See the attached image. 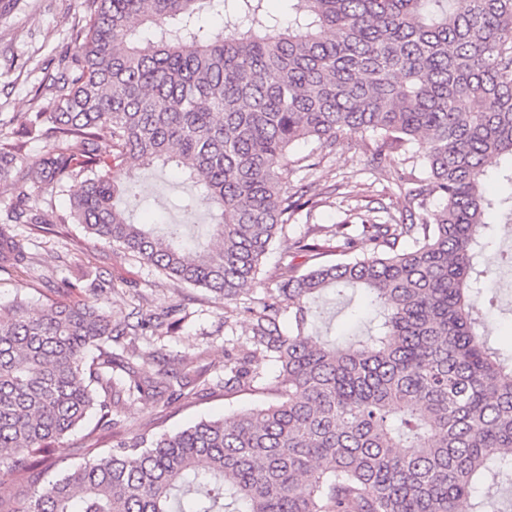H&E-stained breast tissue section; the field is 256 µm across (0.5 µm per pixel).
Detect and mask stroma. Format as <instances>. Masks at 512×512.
<instances>
[{
    "instance_id": "35a3bbf8",
    "label": "stroma",
    "mask_w": 512,
    "mask_h": 512,
    "mask_svg": "<svg viewBox=\"0 0 512 512\" xmlns=\"http://www.w3.org/2000/svg\"><path fill=\"white\" fill-rule=\"evenodd\" d=\"M86 16L84 0H0V135L10 136V117L48 106L52 93L42 87L44 77L53 72L59 52L71 41L77 25ZM312 144L293 148L288 156V178L292 184L307 186L318 205L297 215L289 224V236L304 233L311 226L357 224L368 218V202L395 207L398 189L394 177L402 170L401 154H392L386 171L367 164L363 148L347 138L319 166L307 170L299 160L309 154ZM189 184L176 172L141 170L137 173L139 204L131 206L135 222L175 224L182 218L177 205L190 194ZM16 232L27 237L32 265L16 272H0V304L21 300L32 309L42 308L51 285L75 278L79 271L101 272L116 286L105 301L115 319H123L133 309L149 311L175 306L181 322L165 336H146L135 344L120 342L116 353L132 351L164 355H184L196 359L206 369V388L197 398L162 407L139 398L127 399L114 411V429L129 437L148 429L162 434L190 423L210 418H230L241 410L273 402V395L258 390L224 392V364L237 352L248 332L246 317L234 313L233 302L203 288L179 283L137 261L120 249L100 241L90 244L81 225H69L66 233L30 234L27 225ZM323 318L312 333L319 340L344 342L348 335H366L373 309L362 289L348 290L346 297L324 294L318 301ZM484 335L503 354L512 353V291L487 283L481 303Z\"/></svg>"
}]
</instances>
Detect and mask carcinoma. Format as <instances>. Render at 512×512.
Segmentation results:
<instances>
[{
    "mask_svg": "<svg viewBox=\"0 0 512 512\" xmlns=\"http://www.w3.org/2000/svg\"><path fill=\"white\" fill-rule=\"evenodd\" d=\"M85 2L86 24L49 75L52 102L0 139V183L17 191L0 218V269L31 260L14 225L80 224L181 283L229 301L258 293L224 389L275 401L120 436L79 465L60 459L46 482L39 456L89 411L93 431H108L125 397L188 400L203 372L173 358L151 377L140 362L152 353L114 354L181 319L173 307L112 319L102 296L115 284L88 270L61 284L78 300L0 305V472L33 487L14 512H457L467 499L499 512L494 490L512 485V357L482 338L476 310L492 266L479 268L480 230L512 217V191L486 188L487 163L503 158L512 188V0H288L286 22L268 0ZM341 137L380 171L403 151L411 173L397 176L402 207L361 225L362 254L324 263L316 240L286 233L317 202L272 158ZM31 139L48 148L29 163ZM116 162L178 170L213 204L210 242L187 244L184 224L134 223L119 200L135 185L109 178ZM77 179L65 214L25 191L53 197ZM332 235L344 253L357 247L347 224ZM276 241L269 288L262 259ZM348 287L372 296L374 325L344 346L317 341L316 299ZM257 353L278 373L252 369Z\"/></svg>",
    "mask_w": 512,
    "mask_h": 512,
    "instance_id": "cac0c4a2",
    "label": "carcinoma"
}]
</instances>
